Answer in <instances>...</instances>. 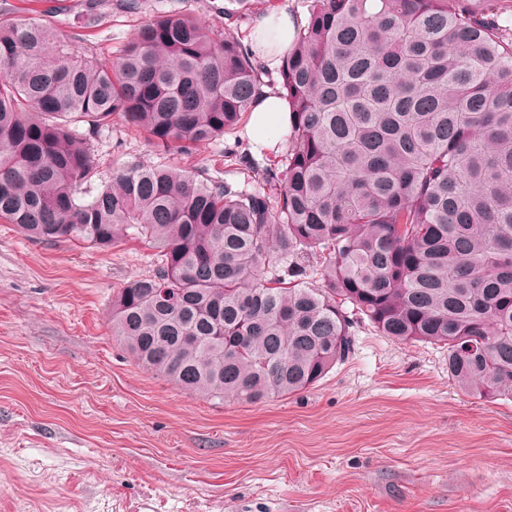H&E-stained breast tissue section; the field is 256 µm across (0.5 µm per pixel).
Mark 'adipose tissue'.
Wrapping results in <instances>:
<instances>
[{"instance_id":"adipose-tissue-1","label":"adipose tissue","mask_w":512,"mask_h":512,"mask_svg":"<svg viewBox=\"0 0 512 512\" xmlns=\"http://www.w3.org/2000/svg\"><path fill=\"white\" fill-rule=\"evenodd\" d=\"M254 33L251 46L258 60L262 66L274 68L294 42V23L287 0H276L259 12ZM250 112L246 135L257 146L276 150L281 137L290 130L292 113L288 102L266 88L253 100Z\"/></svg>"}]
</instances>
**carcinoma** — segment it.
I'll list each match as a JSON object with an SVG mask.
<instances>
[{"mask_svg":"<svg viewBox=\"0 0 512 512\" xmlns=\"http://www.w3.org/2000/svg\"><path fill=\"white\" fill-rule=\"evenodd\" d=\"M503 0H306L278 93L293 109L261 191L202 170L105 174L120 119L166 153L234 131L263 72L192 13L146 21L115 60L0 14V221L101 250L136 229L155 275L112 298V336L209 400L313 387L354 325L448 350L464 392L512 397V28Z\"/></svg>","mask_w":512,"mask_h":512,"instance_id":"1","label":"carcinoma"}]
</instances>
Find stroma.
<instances>
[{
  "label": "stroma",
  "instance_id": "1",
  "mask_svg": "<svg viewBox=\"0 0 512 512\" xmlns=\"http://www.w3.org/2000/svg\"><path fill=\"white\" fill-rule=\"evenodd\" d=\"M0 0L110 61L155 13L245 37L267 0ZM240 134L159 157L113 120L102 170L159 160L257 187L230 152ZM136 239L103 251L34 242L0 222V512H512V401L460 391L440 346L362 323L316 387L258 405L213 402L143 369L112 336V298L153 276Z\"/></svg>",
  "mask_w": 512,
  "mask_h": 512
}]
</instances>
